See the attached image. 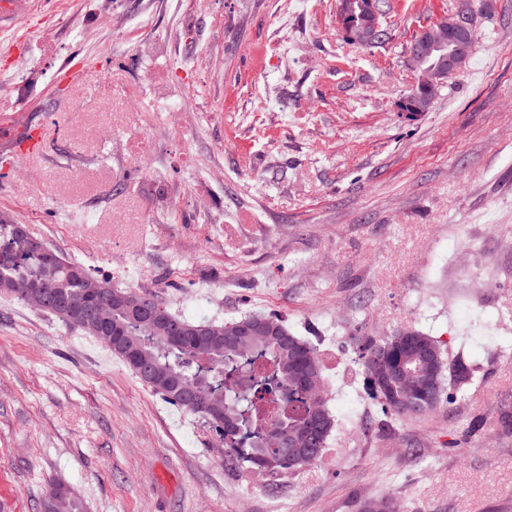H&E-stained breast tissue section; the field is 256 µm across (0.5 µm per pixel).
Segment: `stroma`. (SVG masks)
I'll use <instances>...</instances> for the list:
<instances>
[{
    "instance_id": "1",
    "label": "stroma",
    "mask_w": 512,
    "mask_h": 512,
    "mask_svg": "<svg viewBox=\"0 0 512 512\" xmlns=\"http://www.w3.org/2000/svg\"><path fill=\"white\" fill-rule=\"evenodd\" d=\"M339 0H54L11 27L0 149L22 120L43 154L14 163L0 217L112 284L201 319L277 315L336 357L327 402L360 403L308 470L245 475L193 415L166 404L101 343L0 296V512H34L53 483L86 512H512V0H388L384 41L348 42ZM468 7L470 56L428 111L415 35ZM174 38L194 71L118 52ZM82 68L80 85L58 84ZM178 83L180 106L137 93ZM416 329L481 362L451 410L383 426L357 342ZM481 411V435L460 447ZM432 92L418 83L409 91L399 104L401 112L417 115L426 112L433 102Z\"/></svg>"
}]
</instances>
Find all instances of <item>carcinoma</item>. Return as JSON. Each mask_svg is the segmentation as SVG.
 I'll use <instances>...</instances> for the list:
<instances>
[{
    "label": "carcinoma",
    "mask_w": 512,
    "mask_h": 512,
    "mask_svg": "<svg viewBox=\"0 0 512 512\" xmlns=\"http://www.w3.org/2000/svg\"><path fill=\"white\" fill-rule=\"evenodd\" d=\"M352 0L350 13L341 18L343 29L366 24L362 3ZM433 102L432 92L415 85L399 104L402 112L417 115ZM34 246L19 233V225L0 219V294L14 297L51 316L58 300L94 299L99 320L93 329L79 328L107 346L112 333L126 337L137 353L154 368L152 380L142 383L163 400L202 419L203 423L222 418L216 435L224 444V464L249 472L255 465L270 475L299 470L319 461L336 427V419L326 401L316 399L324 389L322 363L316 345L295 335L283 320L255 315L268 322L267 330L248 341L232 336L238 320L224 323L190 321L171 311L152 294L132 288L112 286L96 278L86 267L65 257L44 240ZM178 324L184 333L179 342L162 338L161 321ZM390 350L395 365L415 368L418 356L408 348L404 332L388 336H367L361 340L360 360L372 359L378 345ZM473 365L462 359L441 364L433 378L441 389V399L423 409L407 413L393 394L400 385L393 379L372 389L384 413L394 420H416L435 412L444 403L454 404L465 396L474 382ZM281 393L274 410L267 409L266 395ZM324 419L322 437L314 456L299 461L277 455L273 448L282 438L299 432L313 414ZM37 512H84L73 490L62 484L50 485L36 502Z\"/></svg>",
    "instance_id": "1"
}]
</instances>
